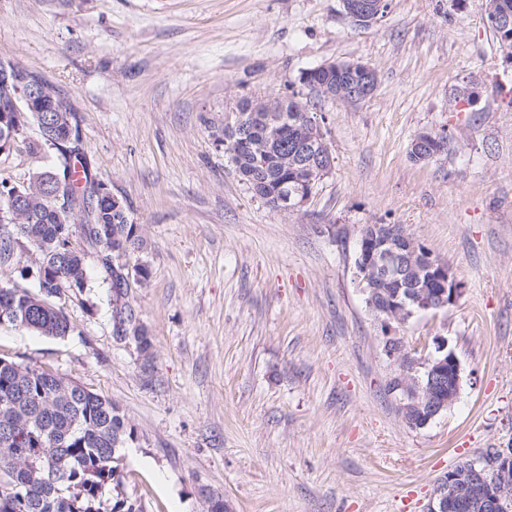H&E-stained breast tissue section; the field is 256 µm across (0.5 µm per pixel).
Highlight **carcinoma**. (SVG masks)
<instances>
[{
    "label": "carcinoma",
    "mask_w": 512,
    "mask_h": 512,
    "mask_svg": "<svg viewBox=\"0 0 512 512\" xmlns=\"http://www.w3.org/2000/svg\"><path fill=\"white\" fill-rule=\"evenodd\" d=\"M489 3L494 8L488 11V21L499 40L502 30L493 15L512 12V0ZM7 67L13 79L0 84V113L12 108L21 87L37 76L11 62ZM47 89L61 105V126L46 119L54 116L52 112H20L16 120L21 132L15 143L30 154L46 147L57 152L58 164L69 171L62 189L66 203L56 200L51 167L22 184L0 179V210L7 205L4 195L13 190L25 197L19 221H0V266L13 263L21 251L44 275L36 293L0 287V323L47 337L70 332L62 295L81 293L88 282L85 253L73 244L79 231L111 282L113 308L124 316L129 342L148 363L152 338L122 288L128 277L141 284L151 278L148 263L137 256L143 249L139 225L131 223L127 211H112V198L98 195L100 181L86 160L82 139L56 146L67 121L75 122L77 129L80 125L59 91L51 84ZM309 107L308 100L295 96L245 98L238 104L250 135L246 143L232 145L237 151L234 170L253 196L267 205L291 176L292 152L307 138L300 115ZM132 436V426L112 400L38 366L0 357V512H138L134 502L104 496L124 483L120 450ZM488 479L495 489L512 496V468L491 467Z\"/></svg>",
    "instance_id": "obj_1"
}]
</instances>
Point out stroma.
I'll return each mask as SVG.
<instances>
[{
    "label": "stroma",
    "instance_id": "35a3bbf8",
    "mask_svg": "<svg viewBox=\"0 0 512 512\" xmlns=\"http://www.w3.org/2000/svg\"><path fill=\"white\" fill-rule=\"evenodd\" d=\"M488 0H390L361 25L341 0H0V62L36 70L76 113L98 179L128 205L149 283L129 303L153 360L113 335L112 290L82 237L88 286L61 338L0 325V357L115 402L134 438L119 490L140 512H426L440 479L512 447V57ZM360 61L373 95L322 101L332 174L298 213L239 181L224 124L301 72ZM479 83L474 105L453 94ZM426 129L448 149L418 163ZM398 224L447 260L455 306L397 331L447 337L456 401L409 427L398 364L354 281L356 230Z\"/></svg>",
    "mask_w": 512,
    "mask_h": 512
}]
</instances>
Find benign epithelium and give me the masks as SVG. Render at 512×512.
<instances>
[{"mask_svg": "<svg viewBox=\"0 0 512 512\" xmlns=\"http://www.w3.org/2000/svg\"><path fill=\"white\" fill-rule=\"evenodd\" d=\"M385 0H343L346 14L359 24H371L385 9ZM322 71L338 74L336 83L317 87L320 96L341 102H357L368 98L374 92L375 70L362 62H329L317 66ZM42 107L51 112L46 100V87L33 79L21 92L20 98L13 102V112L29 110L33 106ZM304 125L310 130L308 140L295 148L296 163L289 191L275 199L276 208L289 213L301 211L310 201L311 194L302 186L320 183L327 178L333 168L332 152L325 141L323 117L318 112H306ZM405 234L394 224H379L375 227L374 237H365L359 248V258L354 266V278L361 292L371 289L368 298L369 308L379 320L384 339V352L390 359L404 365L409 374L404 376L401 388L403 398L409 399L404 409L415 407V401H421L426 413L420 426H426L431 420L448 409L456 400L461 379V363L453 349L449 348L448 338L433 337V350L427 354L412 350L398 355L396 344L399 339L397 327L405 324L413 316L446 309L457 303L463 288L446 263L427 256L424 269L426 286L407 288L386 294L380 293L377 285L384 281H395L400 275L398 265V239ZM453 471L439 483L428 512H458L468 508H479L481 512H503L509 497L493 489L485 477L483 461L472 462L471 482L468 496L463 498L455 484Z\"/></svg>", "mask_w": 512, "mask_h": 512, "instance_id": "obj_1", "label": "benign epithelium"}]
</instances>
